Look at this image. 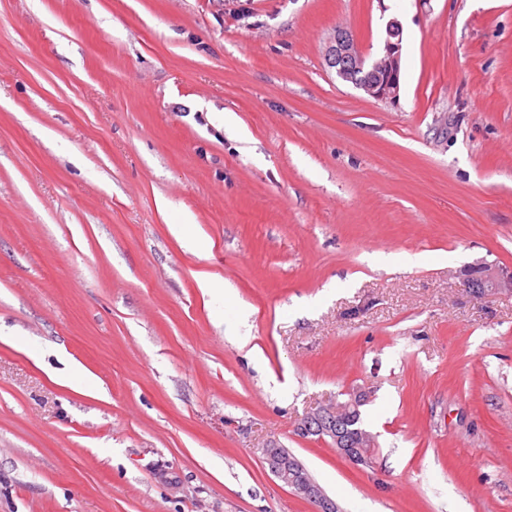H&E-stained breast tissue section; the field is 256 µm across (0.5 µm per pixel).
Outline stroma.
<instances>
[{
    "mask_svg": "<svg viewBox=\"0 0 512 512\" xmlns=\"http://www.w3.org/2000/svg\"><path fill=\"white\" fill-rule=\"evenodd\" d=\"M393 18L391 104L325 50ZM480 262L512 272V0H0V512H316L270 441L340 512H512ZM358 387L370 467L295 432ZM281 448L273 443L266 445L264 450L267 464L274 476L298 496L317 503L320 512H337L335 502L312 481L304 466L296 458L282 453Z\"/></svg>",
    "mask_w": 512,
    "mask_h": 512,
    "instance_id": "obj_1",
    "label": "stroma"
}]
</instances>
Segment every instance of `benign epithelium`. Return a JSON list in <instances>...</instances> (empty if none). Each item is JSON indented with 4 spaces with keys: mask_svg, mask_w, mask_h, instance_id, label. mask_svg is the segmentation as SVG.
Segmentation results:
<instances>
[{
    "mask_svg": "<svg viewBox=\"0 0 512 512\" xmlns=\"http://www.w3.org/2000/svg\"><path fill=\"white\" fill-rule=\"evenodd\" d=\"M403 41L402 23L393 18L385 27V38L380 53L372 60L361 49L356 36L347 27L334 29L325 51V61L336 76L343 81H351L369 97L394 103L400 93L401 51ZM480 287L473 291L482 294L489 290H512V273H504L490 265L479 268ZM366 393L358 391L352 394L349 404L336 409L331 403L308 413L297 425L299 434L320 433L331 437L336 443L337 453L357 466L372 464L375 452H361L358 448L343 447L340 430L349 415V406L357 405ZM264 453L270 471L285 486L298 496L318 504L319 512H337L333 502L324 491L310 478L304 466L294 457L281 452V447L269 444Z\"/></svg>",
    "mask_w": 512,
    "mask_h": 512,
    "instance_id": "benign-epithelium-1",
    "label": "benign epithelium"
}]
</instances>
